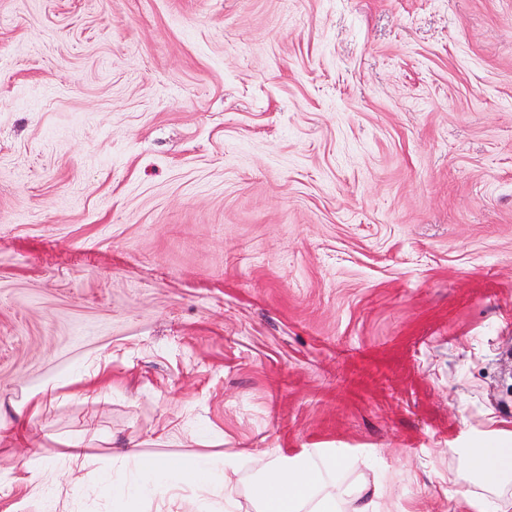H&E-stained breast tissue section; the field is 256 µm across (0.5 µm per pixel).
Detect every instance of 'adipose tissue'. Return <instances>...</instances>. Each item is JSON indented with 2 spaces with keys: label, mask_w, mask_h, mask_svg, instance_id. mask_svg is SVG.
I'll use <instances>...</instances> for the list:
<instances>
[{
  "label": "adipose tissue",
  "mask_w": 512,
  "mask_h": 512,
  "mask_svg": "<svg viewBox=\"0 0 512 512\" xmlns=\"http://www.w3.org/2000/svg\"><path fill=\"white\" fill-rule=\"evenodd\" d=\"M458 465L451 472V484L465 485L460 512H512V448L490 443L480 448L457 449ZM113 504L122 512L131 501L152 496L146 474L159 476L162 486L188 487L183 512H198L203 494L233 506L240 490V473L253 476L255 512H394L386 482L352 479L343 453L314 448L298 456H283L267 448L245 454L192 457H146L118 454L112 458ZM23 478L0 474V490L23 482L25 494L10 512H28L33 500H40L44 512L54 508V482L47 465L38 459L24 462Z\"/></svg>",
  "instance_id": "ef3b65f1"
}]
</instances>
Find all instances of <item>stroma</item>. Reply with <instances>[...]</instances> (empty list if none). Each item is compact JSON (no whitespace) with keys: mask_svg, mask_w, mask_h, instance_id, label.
Instances as JSON below:
<instances>
[{"mask_svg":"<svg viewBox=\"0 0 512 512\" xmlns=\"http://www.w3.org/2000/svg\"><path fill=\"white\" fill-rule=\"evenodd\" d=\"M508 351L512 0H0V472L56 512H114L115 453L244 448L455 512ZM74 384L79 385V394L85 402L93 401L103 386L101 368L97 367L93 371L80 373L74 378H66L55 382L51 387L52 389L49 390L48 396L47 388H43L42 390L31 395L27 401L19 407V413L26 415L29 419L38 416L45 407L47 398L50 399L51 391ZM26 476L15 477L12 472L0 474V492L3 489L13 490L14 485L21 481L26 489L25 494L15 501L10 511L27 512L34 498L42 503V511H55L54 507V482L47 465L39 459H29L23 462Z\"/></svg>","mask_w":512,"mask_h":512,"instance_id":"obj_1","label":"stroma"}]
</instances>
